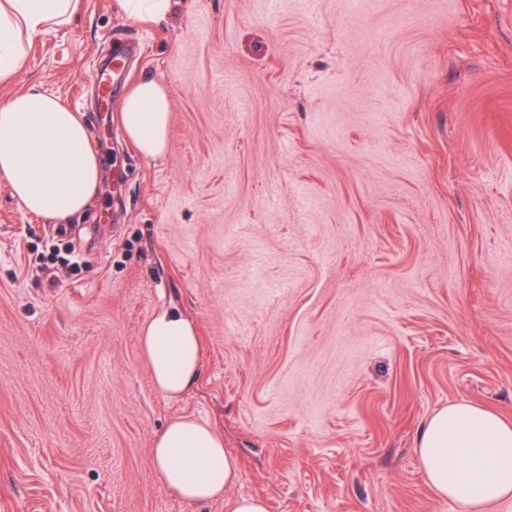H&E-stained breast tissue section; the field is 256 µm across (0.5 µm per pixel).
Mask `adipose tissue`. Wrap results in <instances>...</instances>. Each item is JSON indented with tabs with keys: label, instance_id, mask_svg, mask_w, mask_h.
I'll use <instances>...</instances> for the list:
<instances>
[{
	"label": "adipose tissue",
	"instance_id": "1",
	"mask_svg": "<svg viewBox=\"0 0 512 512\" xmlns=\"http://www.w3.org/2000/svg\"><path fill=\"white\" fill-rule=\"evenodd\" d=\"M81 0H0V82L22 67L26 36L64 24ZM120 120L129 140L148 157L169 146V93L138 83L122 100ZM82 118L59 97L31 87L0 101V179L28 213L66 224L96 196L100 168L87 146ZM156 389L182 395L200 375L194 324L176 307L162 308L139 338ZM428 485L439 496L483 512L512 496V422L482 406L457 402L436 410L418 438ZM152 459L162 483L189 504L223 499L225 512H268L263 498L227 497L238 478L237 458L212 428L190 416L169 421L154 440Z\"/></svg>",
	"mask_w": 512,
	"mask_h": 512
}]
</instances>
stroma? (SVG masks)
<instances>
[{"mask_svg": "<svg viewBox=\"0 0 512 512\" xmlns=\"http://www.w3.org/2000/svg\"><path fill=\"white\" fill-rule=\"evenodd\" d=\"M128 43L112 101L167 87L161 157L94 109ZM25 49L0 100L39 85L114 137L72 223L0 179V512H224L153 465L181 415L269 512H467L417 438L455 402L512 421V0H81ZM169 305L202 346L177 399L139 348ZM121 9L130 18L153 20L164 15L170 0H119ZM119 62H122L121 58L113 55L106 63L100 64L93 75V82L106 107L112 102V93L116 89V72L119 69Z\"/></svg>", "mask_w": 512, "mask_h": 512, "instance_id": "stroma-1", "label": "stroma"}]
</instances>
